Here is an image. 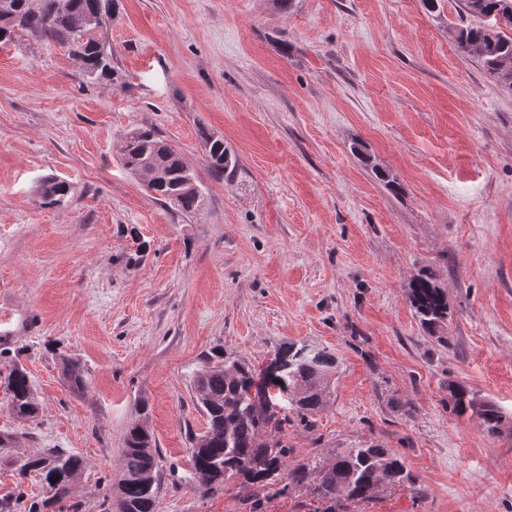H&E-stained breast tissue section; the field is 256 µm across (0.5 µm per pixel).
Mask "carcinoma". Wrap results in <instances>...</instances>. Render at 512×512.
<instances>
[{"label":"carcinoma","mask_w":512,"mask_h":512,"mask_svg":"<svg viewBox=\"0 0 512 512\" xmlns=\"http://www.w3.org/2000/svg\"><path fill=\"white\" fill-rule=\"evenodd\" d=\"M113 0H69V7L56 8L57 0L0 3V42L17 33L59 44L79 61L83 73L93 80H111L115 72L112 45L85 20L97 15L112 18ZM501 0H464L468 14L484 18L500 13ZM512 13L503 14L501 25L491 31L483 25L458 28L456 43L461 51L471 45L484 49L482 62L499 83L512 89V71L497 68V61L512 59ZM207 167L224 176L228 156L224 140L202 133ZM152 160L159 176L147 184L151 197L178 207L193 217L199 212L204 189L198 174L172 152L152 130L130 133L121 150V163L134 174L145 159ZM44 198L59 203L69 194L66 182L54 177L43 180ZM408 299L420 325L432 333L448 322V293L431 276L418 274L408 284ZM339 370L335 352L310 343L285 342L272 357L257 367L248 360L219 353L207 357L194 376L193 401L206 419L204 432L190 437L191 462L202 494L230 481L253 497L272 487L286 492L292 485H309L320 507L315 512H336L347 504L371 499L380 490L412 482L405 458L376 443H359L332 450L331 460L313 471L306 463L288 460L284 436L287 426L313 424L328 403L331 381ZM7 402L18 417L34 421L40 402L27 370L14 365L6 377ZM448 406L464 415L471 411L482 420L484 430L495 435L512 422V415L491 401L483 400L461 384L448 386ZM123 470L117 482V512H155L161 489L160 454L147 426L137 424L125 433ZM85 467L83 459L59 448L26 459L21 473L37 472L53 496L69 494V478ZM56 482H50V479Z\"/></svg>","instance_id":"1"}]
</instances>
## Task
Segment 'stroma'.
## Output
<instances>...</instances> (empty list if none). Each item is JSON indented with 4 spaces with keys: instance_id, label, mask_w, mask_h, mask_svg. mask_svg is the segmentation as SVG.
<instances>
[{
    "instance_id": "obj_1",
    "label": "stroma",
    "mask_w": 512,
    "mask_h": 512,
    "mask_svg": "<svg viewBox=\"0 0 512 512\" xmlns=\"http://www.w3.org/2000/svg\"><path fill=\"white\" fill-rule=\"evenodd\" d=\"M476 22L463 0H115L111 81L58 44L0 43V373L20 360L42 408L20 420L0 390V498L105 512L143 420L156 512H250L234 484L196 487L190 381L214 348L259 366L301 341L341 369L290 462L375 442L414 477L347 512H512V428L448 407L456 382L512 413V89L459 52ZM143 129L196 169L197 216L121 165ZM422 269L448 291L431 334L407 297ZM48 448L86 463L61 500L17 475ZM205 143L207 167L215 175L223 177L224 170L228 167V156L224 149V140L214 138L206 132H202Z\"/></svg>"
}]
</instances>
